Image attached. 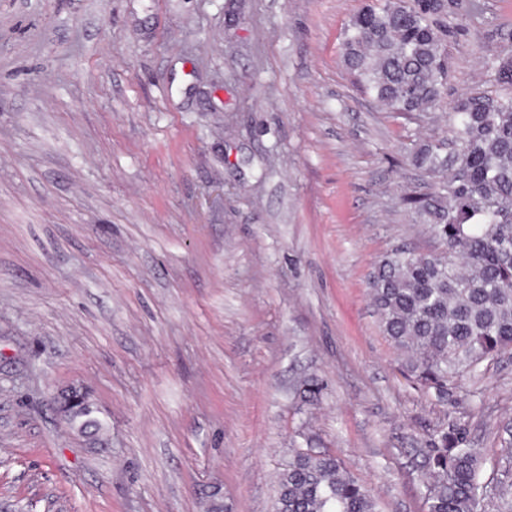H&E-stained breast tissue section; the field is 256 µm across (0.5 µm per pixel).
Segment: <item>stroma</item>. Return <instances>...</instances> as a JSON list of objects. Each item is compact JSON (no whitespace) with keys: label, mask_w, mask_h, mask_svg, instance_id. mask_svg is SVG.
Returning a JSON list of instances; mask_svg holds the SVG:
<instances>
[{"label":"stroma","mask_w":512,"mask_h":512,"mask_svg":"<svg viewBox=\"0 0 512 512\" xmlns=\"http://www.w3.org/2000/svg\"><path fill=\"white\" fill-rule=\"evenodd\" d=\"M365 2L0 0V512H274L297 448L426 512L449 428L500 512L512 353L441 393L374 312L382 260L435 245L410 153L449 132L344 67ZM467 2L448 102L512 54V0Z\"/></svg>","instance_id":"1"}]
</instances>
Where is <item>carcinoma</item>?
<instances>
[{
	"instance_id": "cac0c4a2",
	"label": "carcinoma",
	"mask_w": 512,
	"mask_h": 512,
	"mask_svg": "<svg viewBox=\"0 0 512 512\" xmlns=\"http://www.w3.org/2000/svg\"><path fill=\"white\" fill-rule=\"evenodd\" d=\"M449 18L463 26L461 0L451 10L448 0H369L345 28L343 63L388 111L427 113L451 74ZM485 69L496 89L477 86L448 108L451 147L427 142L413 154L436 182L406 203L436 246L394 250L370 281L382 332L441 392L512 349V58H489ZM428 462L427 512H479L483 449L440 430ZM275 512L378 510L337 458L297 449L278 475Z\"/></svg>"
}]
</instances>
